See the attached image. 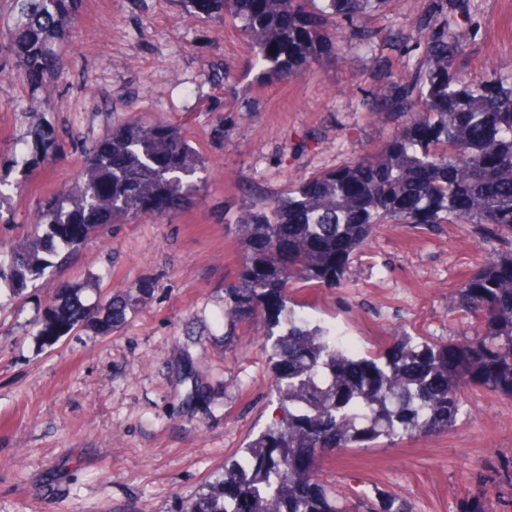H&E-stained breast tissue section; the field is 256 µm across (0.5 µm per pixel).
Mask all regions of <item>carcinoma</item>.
<instances>
[{"label": "carcinoma", "instance_id": "obj_1", "mask_svg": "<svg viewBox=\"0 0 512 512\" xmlns=\"http://www.w3.org/2000/svg\"><path fill=\"white\" fill-rule=\"evenodd\" d=\"M0 11V50L21 60L0 68L34 95L48 94L64 68L61 31L80 0H7ZM385 0H182L186 12L231 21L251 48L256 78L287 81L333 52L342 30L362 45L376 34L364 20ZM474 0H433L416 33L417 64L400 74L377 60L366 105L394 115L382 151L298 181L288 195L258 200L236 217L244 260L224 289V344L238 326L267 319L285 326L269 353L282 416L252 440L209 492L179 502L175 512H347L317 471L323 455L390 441L448 433L476 386L512 398V73L494 69L471 79L459 62L475 28ZM277 51H269L270 47ZM27 149L0 160V205L26 170L56 150L53 131L34 123ZM208 169L174 126L133 118L85 147L77 183L41 203L35 231L19 249L0 246V290L16 295L50 287L47 270L103 224H127L174 213L208 183ZM470 224L483 248L479 266L450 297L475 319L457 343L393 337L360 354L285 312L297 279L334 288L351 257L382 224ZM37 324L48 343L76 326L108 332L124 322L117 297L85 306L66 285Z\"/></svg>", "mask_w": 512, "mask_h": 512}]
</instances>
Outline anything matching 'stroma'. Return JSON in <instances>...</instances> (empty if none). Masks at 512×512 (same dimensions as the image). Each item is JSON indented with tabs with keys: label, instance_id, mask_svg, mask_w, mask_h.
I'll return each instance as SVG.
<instances>
[{
	"label": "stroma",
	"instance_id": "stroma-1",
	"mask_svg": "<svg viewBox=\"0 0 512 512\" xmlns=\"http://www.w3.org/2000/svg\"><path fill=\"white\" fill-rule=\"evenodd\" d=\"M482 27L461 61L471 78L489 63L512 70V0H478ZM430 0H386L366 20L367 53L337 38L334 54L288 81L248 73L235 27L187 15L180 0H88L63 44L50 98L0 82V154L26 137L28 113L50 126L56 151L1 206L0 243L19 246L39 202L72 185L88 141L132 118L177 127L213 169L193 206L91 232L55 283L98 304L132 286L125 321L109 333L78 327L44 344L42 288L0 298V512H174L205 493L227 460L281 415L270 390L267 323L224 345V289L243 250L234 225L259 192L376 155L393 117L368 118L374 56L402 70L399 33ZM468 224H384L349 264L343 284L288 286L287 307L366 354L407 334L432 342L472 336L448 298L479 264ZM468 414L435 438L379 440L328 456L322 479L349 512H462L484 494L512 512V399L471 388Z\"/></svg>",
	"mask_w": 512,
	"mask_h": 512
}]
</instances>
